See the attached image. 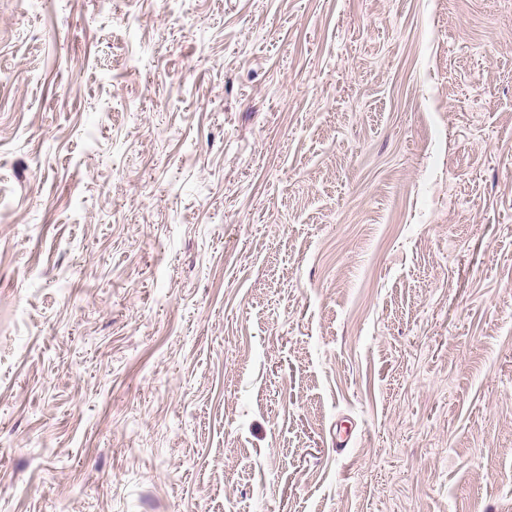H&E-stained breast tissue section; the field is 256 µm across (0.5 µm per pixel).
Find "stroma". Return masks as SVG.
<instances>
[{
	"label": "stroma",
	"instance_id": "1",
	"mask_svg": "<svg viewBox=\"0 0 512 512\" xmlns=\"http://www.w3.org/2000/svg\"><path fill=\"white\" fill-rule=\"evenodd\" d=\"M0 512H512V0H0Z\"/></svg>",
	"mask_w": 512,
	"mask_h": 512
}]
</instances>
